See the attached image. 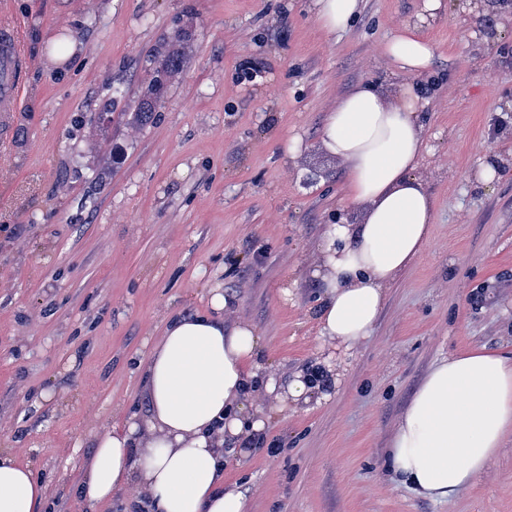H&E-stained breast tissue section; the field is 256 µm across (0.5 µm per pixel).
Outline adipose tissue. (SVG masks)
<instances>
[{
  "label": "adipose tissue",
  "mask_w": 512,
  "mask_h": 512,
  "mask_svg": "<svg viewBox=\"0 0 512 512\" xmlns=\"http://www.w3.org/2000/svg\"><path fill=\"white\" fill-rule=\"evenodd\" d=\"M321 28L344 32L362 0H313ZM395 68L417 74L435 48L405 25L384 46ZM425 103L414 85L362 83L327 113L323 150L344 169V204L354 224L327 231L315 275L324 287L322 338L354 350L368 339L390 286L422 254L433 201L418 174L430 152ZM259 339L217 316L172 320L149 359L147 412L127 432L101 437L82 478L88 501L144 486L153 512H246L244 496L222 491L223 443L246 445L265 426L258 391L309 402L305 375L287 386L255 364ZM512 435V357L474 348L437 360L414 391L391 437L393 472L417 495L446 501L474 484ZM44 490L29 468L0 455V512H40Z\"/></svg>",
  "instance_id": "ef3b65f1"
}]
</instances>
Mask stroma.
Returning a JSON list of instances; mask_svg holds the SVG:
<instances>
[{
  "mask_svg": "<svg viewBox=\"0 0 512 512\" xmlns=\"http://www.w3.org/2000/svg\"><path fill=\"white\" fill-rule=\"evenodd\" d=\"M363 0L328 36L309 0H8L29 63L20 109L0 122V451L32 470L43 512H137L132 486L78 492L99 437L144 414L150 353L174 318L251 324L280 383L331 361L323 398L279 410L250 454L224 453L247 512H512V437L449 501L399 485L397 420L435 361L475 347L512 354V0ZM422 23L433 65L420 164L434 204L424 256L390 287L351 352L320 334L315 277L343 214L341 164L321 148L327 112L386 80L384 43ZM183 69L152 124L129 115L152 56L178 30ZM113 102L106 137L89 118ZM297 154H289L292 138ZM501 156L491 183L477 163Z\"/></svg>",
  "mask_w": 512,
  "mask_h": 512,
  "instance_id": "35a3bbf8",
  "label": "stroma"
}]
</instances>
